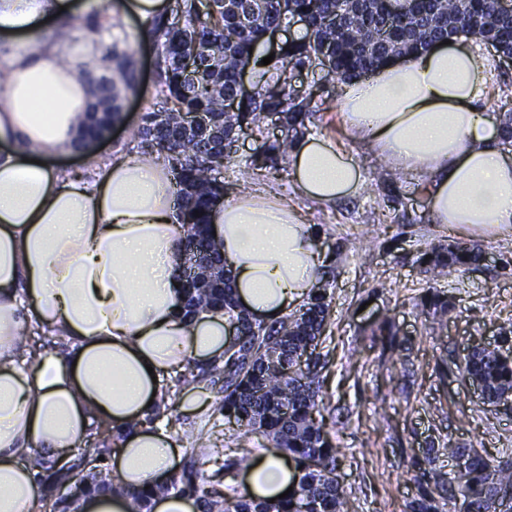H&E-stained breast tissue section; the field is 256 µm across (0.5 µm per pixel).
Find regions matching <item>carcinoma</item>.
I'll use <instances>...</instances> for the list:
<instances>
[{
	"mask_svg": "<svg viewBox=\"0 0 512 512\" xmlns=\"http://www.w3.org/2000/svg\"><path fill=\"white\" fill-rule=\"evenodd\" d=\"M198 0H175L167 17L149 21L146 35L152 42L157 68V96L165 107L142 117L138 138L144 153H156L169 164L179 201V219L185 237L195 240L189 271L204 273L220 258L213 239L209 212L227 195L224 182L214 176L231 161L233 143L249 131L264 136L267 114H280L288 134L270 143L265 153L247 164L256 177L278 169L288 157L293 139L307 130L316 113L312 97L295 93L288 70H320L341 82L365 77L387 62L421 53L437 42L459 34L478 35L492 44L498 56L512 57V15L499 12L495 0H416L413 10L392 13L384 0H263L262 12L244 22L217 5L200 16ZM306 15L311 30L288 44L263 66L261 52L269 29L294 17ZM112 79L97 81L98 101L84 122L83 139L100 138L121 120L117 85L133 87L136 51L112 53ZM257 67L254 94L230 110L241 72ZM200 114L207 125L187 134L184 116ZM483 250L474 241H454L435 247L420 257L424 273L436 280L452 272L476 268ZM335 280L333 266L314 295L299 310L272 321H256L237 313L231 277L224 287L196 285L183 289L182 304L192 313L203 307L224 309L238 323V335L224 352V359L207 365H188L181 373L163 380L161 402L129 429L154 426L162 417L172 421L180 392L203 385L217 388L218 411L234 420L237 441L261 438L259 447L288 454L298 471V484L287 498L254 501L232 485L214 480L202 470L211 448L204 437L188 450L180 473L129 493L135 512H151L153 496H182L195 500L202 512H349V500L338 479V451L321 419L323 384L320 377L322 336L329 321ZM422 312L444 316L452 301L438 291H427ZM502 344L475 346L459 367L462 379L480 389L485 402L509 406L512 402V352ZM114 437L105 429L87 436L73 457L60 463L46 460L36 451L25 454L38 470L37 512H68L69 500L100 493L111 484L107 460ZM448 456L462 458L459 482L464 497L478 512H492L512 492V465H492L469 448H450ZM67 485L66 496L55 497L43 488ZM409 512H436L435 499L427 491L410 502Z\"/></svg>",
	"mask_w": 512,
	"mask_h": 512,
	"instance_id": "carcinoma-1",
	"label": "carcinoma"
}]
</instances>
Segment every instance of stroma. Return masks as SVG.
I'll list each match as a JSON object with an SVG mask.
<instances>
[{"label":"stroma","mask_w":512,"mask_h":512,"mask_svg":"<svg viewBox=\"0 0 512 512\" xmlns=\"http://www.w3.org/2000/svg\"><path fill=\"white\" fill-rule=\"evenodd\" d=\"M107 28L89 37L73 23L65 43L89 44L90 55L104 62L99 75L112 76V53L138 45L134 88L122 89L121 123L92 151L100 160L137 155L135 133L145 112L159 109L155 92L154 50L143 24L107 15ZM494 82L484 104L500 113L512 106V60L491 48ZM320 84L323 99L309 133L336 135L338 118L332 110L340 94L321 74L301 77L295 89ZM361 187L335 204H320L301 195L291 177L289 162L278 171L253 180L252 189L279 194L294 206L305 223L319 230L327 255L342 258L336 270L327 330L320 352L327 365L324 411L326 429L339 448L340 481L349 492L351 512H404L420 487L414 477L425 472L434 485L439 512H463L451 448H472L495 461H512V409L482 403L472 386L460 378L457 366L468 347L497 343L512 327V234L481 239L482 265L429 281L418 259L432 246L464 239L434 223L426 179L419 174L398 176L379 157L359 150ZM451 296L454 308L435 320L422 313L418 301L428 289ZM392 328H385V321ZM203 408L181 412L175 436L187 451L197 434H205L213 457L205 472L224 460L250 450V443L232 442V427L216 410L217 394L201 390Z\"/></svg>","instance_id":"35a3bbf8"}]
</instances>
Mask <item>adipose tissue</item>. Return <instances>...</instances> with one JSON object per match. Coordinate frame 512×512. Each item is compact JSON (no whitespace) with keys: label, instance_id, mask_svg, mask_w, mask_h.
Listing matches in <instances>:
<instances>
[{"label":"adipose tissue","instance_id":"adipose-tissue-1","mask_svg":"<svg viewBox=\"0 0 512 512\" xmlns=\"http://www.w3.org/2000/svg\"><path fill=\"white\" fill-rule=\"evenodd\" d=\"M79 0H0V512H31L39 486L23 460L62 458L92 419L125 430L112 456V491L81 512H130L128 494L170 471L167 429L129 430L149 413L153 375L223 355V311H181L183 227L163 157L101 165L93 180L61 175L93 101V57L62 61L41 39L58 10ZM491 82L473 36L384 64L343 84L344 134L394 172L426 175L434 223L474 235L512 232V154L479 101ZM298 191L334 203L360 185L356 156L330 137L299 139L291 153ZM209 223L241 311L272 320L318 287L326 264L315 229L278 195L253 191L214 208ZM38 325L69 343L28 365L21 338ZM283 454L255 460L249 494L272 499L296 486Z\"/></svg>","mask_w":512,"mask_h":512}]
</instances>
